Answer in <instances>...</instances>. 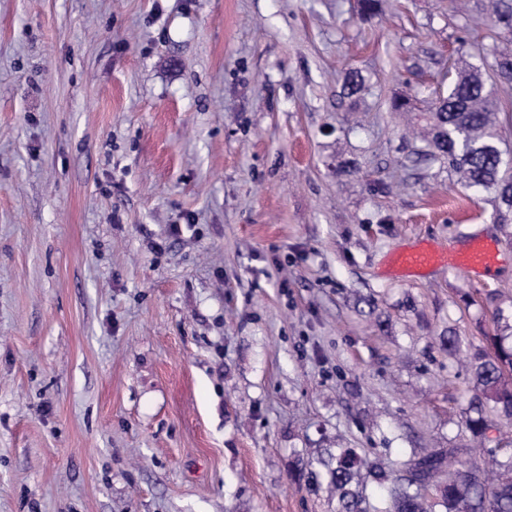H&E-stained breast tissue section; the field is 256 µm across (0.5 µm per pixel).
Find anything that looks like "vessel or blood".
Returning a JSON list of instances; mask_svg holds the SVG:
<instances>
[{"label": "vessel or blood", "instance_id": "1", "mask_svg": "<svg viewBox=\"0 0 512 512\" xmlns=\"http://www.w3.org/2000/svg\"><path fill=\"white\" fill-rule=\"evenodd\" d=\"M498 248L495 242L476 239L453 256H446L427 244L400 253L396 261L410 272H422L445 264L462 266L477 274L490 272L497 264Z\"/></svg>", "mask_w": 512, "mask_h": 512}]
</instances>
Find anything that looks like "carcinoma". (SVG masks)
Wrapping results in <instances>:
<instances>
[{
	"label": "carcinoma",
	"instance_id": "cac0c4a2",
	"mask_svg": "<svg viewBox=\"0 0 512 512\" xmlns=\"http://www.w3.org/2000/svg\"><path fill=\"white\" fill-rule=\"evenodd\" d=\"M496 24L512 26V4L490 0ZM495 77L512 85V53L496 54ZM499 112L495 89L487 87L480 67L471 65L448 77L447 95L428 109L424 153L448 162V171L460 174L461 184L475 194L493 192L506 212L512 213V155L501 150L493 116ZM508 333L493 338L496 352L472 354L475 388L505 417L512 418V385L503 378L512 369V324ZM461 449L433 451L396 469L367 462L354 448H318L305 458L297 456L291 475L318 493L326 491L336 502L334 512H512V479L489 483L476 462L465 472H452ZM448 472V481L429 497L434 479ZM371 476L384 493L383 506L362 508L364 475Z\"/></svg>",
	"mask_w": 512,
	"mask_h": 512
}]
</instances>
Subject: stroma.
I'll list each match as a JSON object with an SVG mask.
<instances>
[{
  "instance_id": "35a3bbf8",
  "label": "stroma",
  "mask_w": 512,
  "mask_h": 512,
  "mask_svg": "<svg viewBox=\"0 0 512 512\" xmlns=\"http://www.w3.org/2000/svg\"><path fill=\"white\" fill-rule=\"evenodd\" d=\"M485 2L0 0V512H333L295 453L479 460L512 221L388 100L492 73ZM477 236L486 278L387 265Z\"/></svg>"
}]
</instances>
